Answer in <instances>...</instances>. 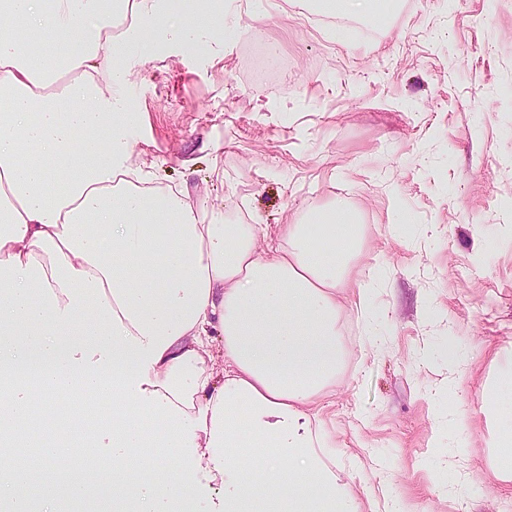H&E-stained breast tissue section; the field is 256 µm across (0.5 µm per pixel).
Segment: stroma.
Here are the masks:
<instances>
[{
  "label": "stroma",
  "instance_id": "1",
  "mask_svg": "<svg viewBox=\"0 0 512 512\" xmlns=\"http://www.w3.org/2000/svg\"><path fill=\"white\" fill-rule=\"evenodd\" d=\"M229 15L238 37L127 47L133 161L270 234L352 207L331 460L362 512H512L484 415L512 369V0H399L383 25L307 0Z\"/></svg>",
  "mask_w": 512,
  "mask_h": 512
}]
</instances>
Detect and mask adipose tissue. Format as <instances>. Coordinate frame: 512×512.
Returning a JSON list of instances; mask_svg holds the SVG:
<instances>
[{
  "label": "adipose tissue",
  "mask_w": 512,
  "mask_h": 512,
  "mask_svg": "<svg viewBox=\"0 0 512 512\" xmlns=\"http://www.w3.org/2000/svg\"><path fill=\"white\" fill-rule=\"evenodd\" d=\"M219 23L235 33L198 0H0V361L145 359L142 392L205 421L198 476L223 485L216 512H360L317 410L344 364L355 212L307 213L261 249L255 225L149 191L154 168L131 161L128 42L201 45ZM485 416L490 467L512 484L495 399ZM169 498L155 480L113 494L112 512H187Z\"/></svg>",
  "instance_id": "obj_1"
}]
</instances>
